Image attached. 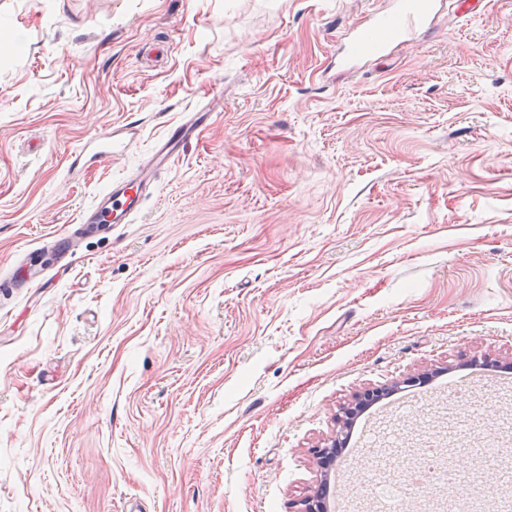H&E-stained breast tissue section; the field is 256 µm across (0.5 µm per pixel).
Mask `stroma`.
I'll return each instance as SVG.
<instances>
[{"label": "stroma", "mask_w": 512, "mask_h": 512, "mask_svg": "<svg viewBox=\"0 0 512 512\" xmlns=\"http://www.w3.org/2000/svg\"><path fill=\"white\" fill-rule=\"evenodd\" d=\"M386 4L0 0V512H294L325 475L343 512L393 479L397 512H482L512 472V373L469 365L512 362V0L337 70ZM217 93L132 220L71 243ZM115 124L127 155L68 176ZM428 448L453 485L416 479Z\"/></svg>", "instance_id": "stroma-1"}]
</instances>
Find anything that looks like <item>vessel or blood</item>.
Instances as JSON below:
<instances>
[{
    "label": "vessel or blood",
    "mask_w": 512,
    "mask_h": 512,
    "mask_svg": "<svg viewBox=\"0 0 512 512\" xmlns=\"http://www.w3.org/2000/svg\"><path fill=\"white\" fill-rule=\"evenodd\" d=\"M391 4L389 11L372 14L366 25L351 33L340 58L342 65L355 66L362 58L363 46H370L374 55L383 57L393 45L406 41L413 33L429 31L442 0H391ZM210 120L211 115L206 110L189 113L156 143L141 170L113 181L107 191L82 210L81 223L107 228L129 221L150 194L157 174L167 169L183 144L199 136ZM130 139L128 126H114L80 146L70 164L105 167L125 155Z\"/></svg>",
    "instance_id": "obj_1"
}]
</instances>
